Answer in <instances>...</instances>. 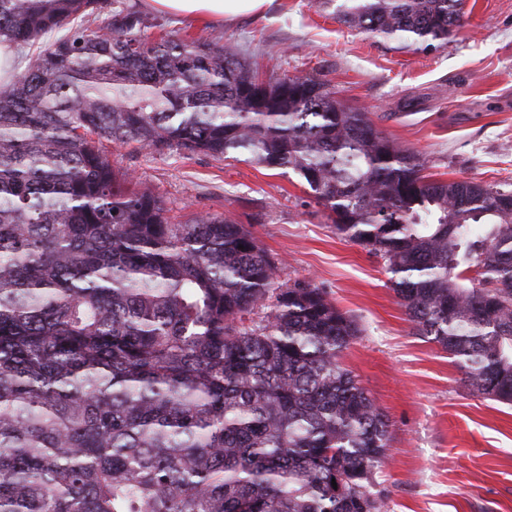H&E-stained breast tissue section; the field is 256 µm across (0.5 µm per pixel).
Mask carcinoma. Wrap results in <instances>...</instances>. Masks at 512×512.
Masks as SVG:
<instances>
[{
	"label": "carcinoma",
	"instance_id": "cac0c4a2",
	"mask_svg": "<svg viewBox=\"0 0 512 512\" xmlns=\"http://www.w3.org/2000/svg\"><path fill=\"white\" fill-rule=\"evenodd\" d=\"M445 45L464 0H327ZM108 10L102 27L90 18ZM123 0H0V512H382L388 424L339 363L356 323L243 225L181 224L106 144L292 171L383 260L409 321L512 403V188L439 181L306 77Z\"/></svg>",
	"mask_w": 512,
	"mask_h": 512
}]
</instances>
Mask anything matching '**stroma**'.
Segmentation results:
<instances>
[{"mask_svg": "<svg viewBox=\"0 0 512 512\" xmlns=\"http://www.w3.org/2000/svg\"><path fill=\"white\" fill-rule=\"evenodd\" d=\"M157 13L161 30L222 35L263 76L328 83L432 178L512 183V0H466L447 46L413 51L347 28L319 0H270L262 14L196 23ZM115 168L151 185L170 217L243 224L279 264L357 323L341 364L389 421L373 490L383 512H512V405L470 392L447 352L417 335L381 259L341 236L294 173L173 149L115 144Z\"/></svg>", "mask_w": 512, "mask_h": 512, "instance_id": "obj_1", "label": "stroma"}]
</instances>
